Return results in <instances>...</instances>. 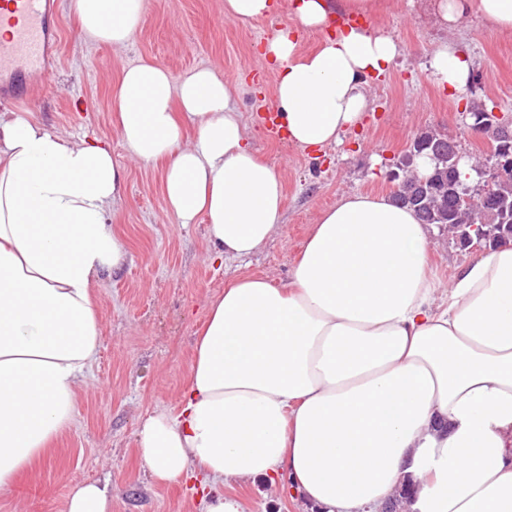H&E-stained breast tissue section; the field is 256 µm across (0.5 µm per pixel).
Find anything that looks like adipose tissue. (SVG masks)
Instances as JSON below:
<instances>
[{
	"instance_id": "adipose-tissue-1",
	"label": "adipose tissue",
	"mask_w": 512,
	"mask_h": 512,
	"mask_svg": "<svg viewBox=\"0 0 512 512\" xmlns=\"http://www.w3.org/2000/svg\"><path fill=\"white\" fill-rule=\"evenodd\" d=\"M80 33L125 46L144 0H71ZM443 27L477 14L512 32V0H436ZM374 0H293L267 40L273 104L288 141L319 152L361 127L369 79L401 50L348 27L314 50L298 33ZM433 82L469 83L453 42L428 56ZM235 83L200 69L173 79L124 68L113 128L131 154L163 161L167 210L204 219L216 259L261 248L284 216L281 176L253 150ZM125 179L101 141L76 142L0 113V491L70 425L95 361L94 293L126 251L108 222ZM434 230L385 196H342L322 213L288 282L243 276L209 299L178 414L149 417L138 457L161 483L200 479L204 512H244L225 481L285 477L317 512H512V246L470 260L450 287L430 270Z\"/></svg>"
}]
</instances>
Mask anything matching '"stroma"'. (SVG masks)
<instances>
[{"instance_id":"stroma-1","label":"stroma","mask_w":512,"mask_h":512,"mask_svg":"<svg viewBox=\"0 0 512 512\" xmlns=\"http://www.w3.org/2000/svg\"><path fill=\"white\" fill-rule=\"evenodd\" d=\"M58 2L62 44L49 79L51 93L14 110L76 141H108L125 168L111 224L128 260L96 281L101 345L78 392L73 422L44 460L0 492V512H65L71 489L91 482L108 487L111 512H201L193 481L159 483L141 466L137 435L148 417L178 411L208 299L242 275L277 284L288 280L313 225L341 196L390 195L387 174L421 129L448 135L464 156L488 152L487 141L467 131L462 112L468 100L482 99L512 114V34L491 32L474 16L461 28L446 29L433 0H378L380 8L368 23L391 34L401 54L384 80L371 83L373 109L362 128L317 158L286 141L266 139L261 124L251 121L261 97L253 87L240 90L237 103L251 122V143L283 180L284 219L251 256L217 262L203 221L183 225L168 214L162 163L136 160L113 131L112 92L121 69L142 61L164 66L176 79L207 67L227 80L237 73L271 82L260 39L286 22V13L243 26L225 16L224 0H145L141 28L117 49L85 42L69 0ZM445 39L473 61L471 80L454 94L433 85L427 69L430 51ZM480 252L435 235L431 260L441 284H449ZM224 493L246 512H305L287 490L261 480L225 485Z\"/></svg>"}]
</instances>
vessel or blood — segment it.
Here are the masks:
<instances>
[{
	"label": "vessel or blood",
	"mask_w": 512,
	"mask_h": 512,
	"mask_svg": "<svg viewBox=\"0 0 512 512\" xmlns=\"http://www.w3.org/2000/svg\"><path fill=\"white\" fill-rule=\"evenodd\" d=\"M0 99L21 103L47 91L50 61L62 39L51 0H0Z\"/></svg>",
	"instance_id": "b4317fda"
}]
</instances>
